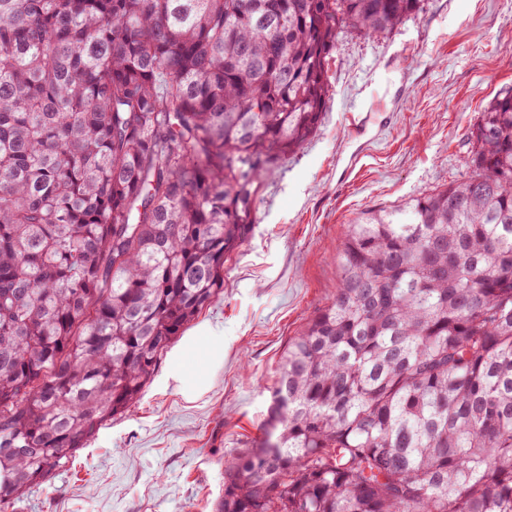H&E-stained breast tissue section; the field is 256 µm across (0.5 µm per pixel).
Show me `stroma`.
Wrapping results in <instances>:
<instances>
[{
	"label": "stroma",
	"mask_w": 512,
	"mask_h": 512,
	"mask_svg": "<svg viewBox=\"0 0 512 512\" xmlns=\"http://www.w3.org/2000/svg\"><path fill=\"white\" fill-rule=\"evenodd\" d=\"M329 79L320 128L265 173L223 295L188 326L224 335L209 389L186 400L161 360L124 414L8 512H214L225 459L262 436L289 339L336 293L348 225L469 176L470 133L512 88V0H421L392 30H345Z\"/></svg>",
	"instance_id": "1"
}]
</instances>
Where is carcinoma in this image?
Returning <instances> with one entry per match:
<instances>
[{"mask_svg": "<svg viewBox=\"0 0 512 512\" xmlns=\"http://www.w3.org/2000/svg\"><path fill=\"white\" fill-rule=\"evenodd\" d=\"M420 0H0V512L222 293L342 32ZM472 174L362 214L216 512H512V89Z\"/></svg>", "mask_w": 512, "mask_h": 512, "instance_id": "obj_1", "label": "carcinoma"}]
</instances>
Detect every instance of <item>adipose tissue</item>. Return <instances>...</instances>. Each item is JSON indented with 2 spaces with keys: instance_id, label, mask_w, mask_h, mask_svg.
Here are the masks:
<instances>
[{
  "instance_id": "adipose-tissue-1",
  "label": "adipose tissue",
  "mask_w": 512,
  "mask_h": 512,
  "mask_svg": "<svg viewBox=\"0 0 512 512\" xmlns=\"http://www.w3.org/2000/svg\"><path fill=\"white\" fill-rule=\"evenodd\" d=\"M224 361V338L211 328L188 336L172 352L173 379L185 398L197 397L208 385L211 372Z\"/></svg>"
}]
</instances>
